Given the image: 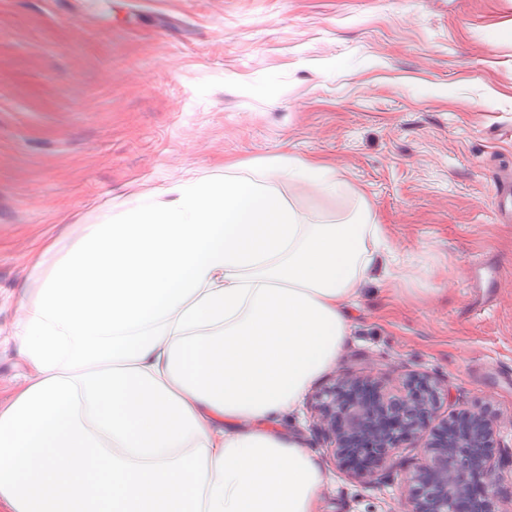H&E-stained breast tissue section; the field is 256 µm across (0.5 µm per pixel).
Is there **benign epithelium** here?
<instances>
[{"mask_svg": "<svg viewBox=\"0 0 512 512\" xmlns=\"http://www.w3.org/2000/svg\"><path fill=\"white\" fill-rule=\"evenodd\" d=\"M350 384L347 379L337 382L323 393L319 404L320 429L328 437L329 451L338 466L344 461L347 441L367 429L376 428L374 408L360 402L337 408L339 389ZM430 391H437L436 383L427 375H419L405 385L400 394L380 395L381 407L399 413L403 428L384 449L375 469L355 473L370 483L382 480L391 472L398 473L410 489L406 512H448V487L461 491L470 484H484L498 464L495 449L489 444L493 420L477 410L472 411L471 416L479 426L484 444L476 445L471 434L457 436L449 447L439 443V437L448 429V421H443L440 427L433 426L435 401L428 396ZM408 448L420 451L419 461L412 466L405 464L403 452ZM426 473L437 476L435 485L421 483V477Z\"/></svg>", "mask_w": 512, "mask_h": 512, "instance_id": "benign-epithelium-1", "label": "benign epithelium"}]
</instances>
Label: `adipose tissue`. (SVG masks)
<instances>
[{
    "label": "adipose tissue",
    "instance_id": "obj_1",
    "mask_svg": "<svg viewBox=\"0 0 512 512\" xmlns=\"http://www.w3.org/2000/svg\"><path fill=\"white\" fill-rule=\"evenodd\" d=\"M277 167L336 193L319 161ZM384 249L368 206L308 224L248 178L44 242L0 406V512H318L327 476L279 422L337 362Z\"/></svg>",
    "mask_w": 512,
    "mask_h": 512
}]
</instances>
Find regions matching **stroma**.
Listing matches in <instances>:
<instances>
[{"label": "stroma", "mask_w": 512, "mask_h": 512, "mask_svg": "<svg viewBox=\"0 0 512 512\" xmlns=\"http://www.w3.org/2000/svg\"><path fill=\"white\" fill-rule=\"evenodd\" d=\"M330 166L336 196L276 170ZM270 179L313 224L367 203L387 248L347 346L281 427L326 471L319 512H402L399 477L339 473L316 404L340 378L434 377L439 416L497 421L490 494L512 493V0H0V403L40 236L67 247L191 178ZM501 286L472 306L471 264Z\"/></svg>", "instance_id": "1"}]
</instances>
